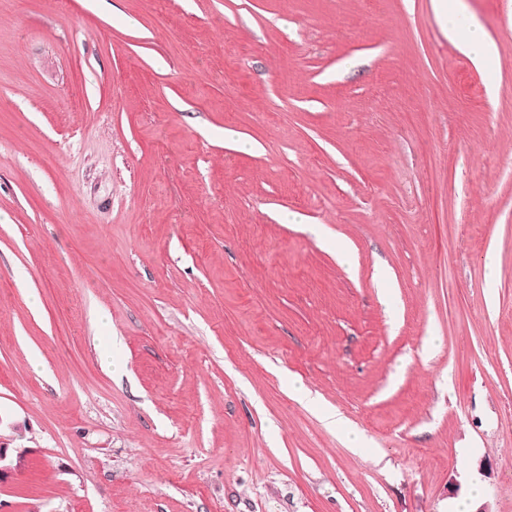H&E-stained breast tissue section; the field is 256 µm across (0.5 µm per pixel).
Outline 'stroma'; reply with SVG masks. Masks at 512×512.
<instances>
[{
    "instance_id": "obj_1",
    "label": "stroma",
    "mask_w": 512,
    "mask_h": 512,
    "mask_svg": "<svg viewBox=\"0 0 512 512\" xmlns=\"http://www.w3.org/2000/svg\"><path fill=\"white\" fill-rule=\"evenodd\" d=\"M466 3L479 66L432 0L0 13V512H512V0Z\"/></svg>"
}]
</instances>
